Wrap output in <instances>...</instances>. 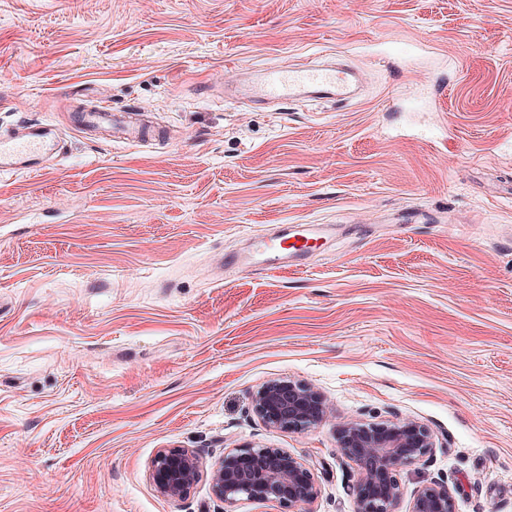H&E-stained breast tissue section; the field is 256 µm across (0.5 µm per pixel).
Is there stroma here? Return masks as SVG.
<instances>
[{"mask_svg": "<svg viewBox=\"0 0 512 512\" xmlns=\"http://www.w3.org/2000/svg\"><path fill=\"white\" fill-rule=\"evenodd\" d=\"M366 74L353 99L262 101L271 66ZM92 101L162 130L77 129ZM45 128L0 172V512L225 507L228 448L310 467V512H354L347 419L410 418L436 448L395 512L447 484L512 512V0H0V134ZM333 230L299 268L225 271L252 233ZM292 380L324 422L265 426ZM196 482L157 493L160 449ZM253 411L269 428L301 432L322 423L326 405L324 398L311 387L280 380L268 382L257 390ZM198 473L195 454L185 449H162L152 461L150 476L159 494L176 499L196 481Z\"/></svg>", "mask_w": 512, "mask_h": 512, "instance_id": "stroma-1", "label": "stroma"}]
</instances>
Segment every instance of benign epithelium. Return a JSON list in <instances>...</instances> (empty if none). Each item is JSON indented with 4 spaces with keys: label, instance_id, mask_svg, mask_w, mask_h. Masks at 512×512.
Listing matches in <instances>:
<instances>
[{
    "label": "benign epithelium",
    "instance_id": "obj_1",
    "mask_svg": "<svg viewBox=\"0 0 512 512\" xmlns=\"http://www.w3.org/2000/svg\"><path fill=\"white\" fill-rule=\"evenodd\" d=\"M253 411L270 428L301 432L322 423L326 405L311 387L280 380L257 390ZM434 447L435 436L411 419L340 424L336 448L359 473L351 486L355 512H392L401 494L397 469L419 460ZM198 473L195 454L185 449H162L152 461L150 476L159 494L176 499L196 481ZM211 489L228 505L242 497L258 502L275 499L292 512H302L317 495L307 465L284 449L271 447L225 450L212 466ZM410 512H456L455 500L448 486L431 481L416 490Z\"/></svg>",
    "mask_w": 512,
    "mask_h": 512
}]
</instances>
